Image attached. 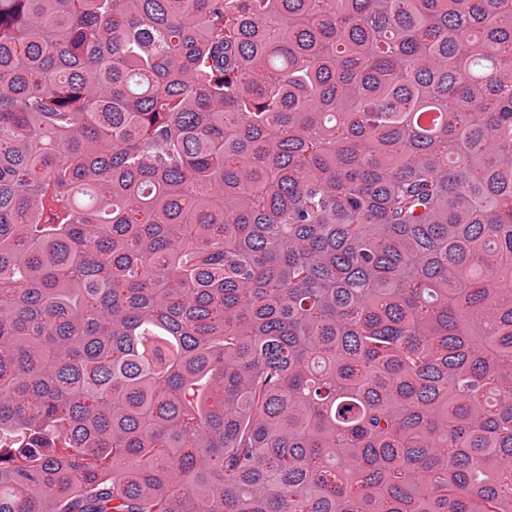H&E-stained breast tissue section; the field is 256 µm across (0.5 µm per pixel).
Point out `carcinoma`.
Wrapping results in <instances>:
<instances>
[{"instance_id":"obj_1","label":"carcinoma","mask_w":512,"mask_h":512,"mask_svg":"<svg viewBox=\"0 0 512 512\" xmlns=\"http://www.w3.org/2000/svg\"><path fill=\"white\" fill-rule=\"evenodd\" d=\"M512 0H0V512H512Z\"/></svg>"}]
</instances>
